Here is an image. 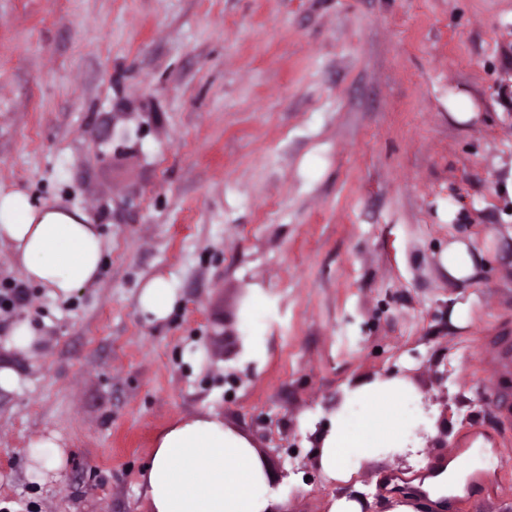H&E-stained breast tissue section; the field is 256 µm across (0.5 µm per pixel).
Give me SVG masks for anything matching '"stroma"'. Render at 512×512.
<instances>
[{
    "instance_id": "1",
    "label": "stroma",
    "mask_w": 512,
    "mask_h": 512,
    "mask_svg": "<svg viewBox=\"0 0 512 512\" xmlns=\"http://www.w3.org/2000/svg\"><path fill=\"white\" fill-rule=\"evenodd\" d=\"M511 177L512 0H0V185L87 212L105 243L64 301L0 244V289L27 293L0 311L20 376L0 390V512H145L157 435L208 414L290 471L285 512H328L311 430L388 373L433 397L439 433L367 463L358 491L384 497L472 436L512 453L494 406L512 372L491 363L512 339V242L462 287L439 260L450 237L512 227ZM156 277L179 300L151 322ZM254 288L274 303L260 367L237 333ZM21 319L41 344L8 352ZM49 431L67 463L37 485L26 448ZM511 500L509 471L451 512ZM177 300V288L172 280L159 277L149 281L141 289L139 307L154 321H162L173 310Z\"/></svg>"
}]
</instances>
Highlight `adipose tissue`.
Listing matches in <instances>:
<instances>
[{
  "label": "adipose tissue",
  "instance_id": "obj_1",
  "mask_svg": "<svg viewBox=\"0 0 512 512\" xmlns=\"http://www.w3.org/2000/svg\"><path fill=\"white\" fill-rule=\"evenodd\" d=\"M490 231L486 245L456 237L440 255L449 280L468 283L497 257ZM9 243L26 281L56 299L92 283L100 269L104 241L90 215L77 208L36 206L22 190L0 186V242ZM177 300L172 280L159 277L141 290L139 307L153 320L168 317ZM271 300L256 294L241 313L245 358L268 357ZM422 395L405 377L378 376L347 386L334 421L316 437L318 466L329 479L346 484L381 452L415 451L424 442L413 431L424 423ZM32 481L59 477L66 453L57 434L28 447ZM140 485L149 512H281L284 501L273 487L266 462L245 434L216 416L178 420L155 442Z\"/></svg>",
  "mask_w": 512,
  "mask_h": 512
}]
</instances>
